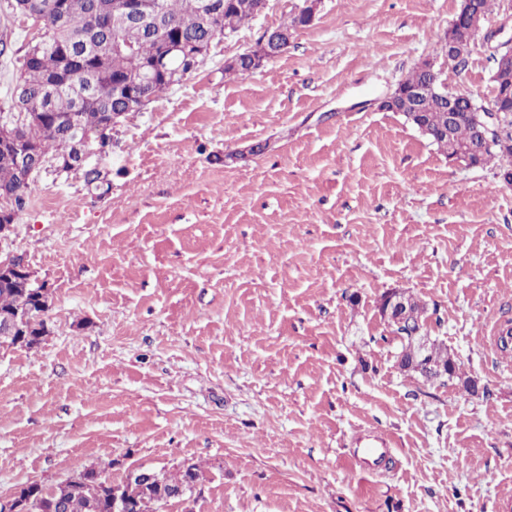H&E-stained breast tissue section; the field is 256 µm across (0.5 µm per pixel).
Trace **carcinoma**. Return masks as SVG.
I'll use <instances>...</instances> for the list:
<instances>
[{
    "instance_id": "carcinoma-1",
    "label": "carcinoma",
    "mask_w": 512,
    "mask_h": 512,
    "mask_svg": "<svg viewBox=\"0 0 512 512\" xmlns=\"http://www.w3.org/2000/svg\"><path fill=\"white\" fill-rule=\"evenodd\" d=\"M222 6L216 24L221 30H234L247 21L245 5L251 0H217ZM57 0H42L43 11L40 37L30 43L24 55L15 59L18 76L9 87L15 100V111L36 114L37 122L22 132L20 139L34 143V154L50 158L72 143L70 126L59 121L71 114L77 116V126L82 139L95 140L111 134L109 116L114 112L128 115L131 101L112 93L114 85L126 80L140 66L150 62L159 49L162 38H182L186 41L208 40L214 29L202 16L203 0H160L161 22L150 31L130 23L118 33L128 49H112V29L94 28V14H112V0H69L65 20H59ZM492 0H470L468 10L455 17L454 31L479 28L491 12ZM98 42L101 57L85 59L82 64H68L61 47L71 48L73 56L80 54V44L85 37ZM498 92L502 134L512 136V82L493 80ZM172 88L158 79L141 85V94L150 99ZM421 119L430 133L431 143L451 157L455 149L465 146L472 151V161L484 167L498 160L506 162L504 174L512 176V146L489 145L483 128L476 122L474 113L466 103L457 105L453 117H448V101L428 93L420 103ZM109 156L100 157L101 167L87 169L84 181L88 189L98 191L105 187L109 177L106 163ZM37 180L28 184L21 181V169L16 153L0 150V199L11 205L15 221L32 204ZM43 289L19 288L14 284H0V314L15 316L22 328L12 338L0 339V346L32 348L45 335L49 308L41 303ZM400 302L401 324H392L400 340L399 366L405 372L420 375L427 381L447 378L458 380L468 393L475 392V385L462 376L461 364L448 354V349L433 343L427 351L416 344L423 326L425 307L410 296L394 293ZM204 479L203 468L185 461L173 473L157 472L145 488L132 487L128 493L126 512H159L160 501L174 500L175 489L199 484ZM20 491L33 498L35 512H114L112 491L107 481L100 479L93 467L86 468L52 485L30 482Z\"/></svg>"
}]
</instances>
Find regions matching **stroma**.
I'll use <instances>...</instances> for the list:
<instances>
[{
  "instance_id": "1",
  "label": "stroma",
  "mask_w": 512,
  "mask_h": 512,
  "mask_svg": "<svg viewBox=\"0 0 512 512\" xmlns=\"http://www.w3.org/2000/svg\"><path fill=\"white\" fill-rule=\"evenodd\" d=\"M267 9L113 131L107 194L41 175L1 253L50 291L41 343L0 346V495L95 468L205 479L167 512H512V189L377 109L445 63L461 0H321L253 73L224 64L290 21ZM512 38L493 0L449 89L489 101ZM404 291L477 385L401 372L379 313ZM388 437L360 469L355 436Z\"/></svg>"
}]
</instances>
